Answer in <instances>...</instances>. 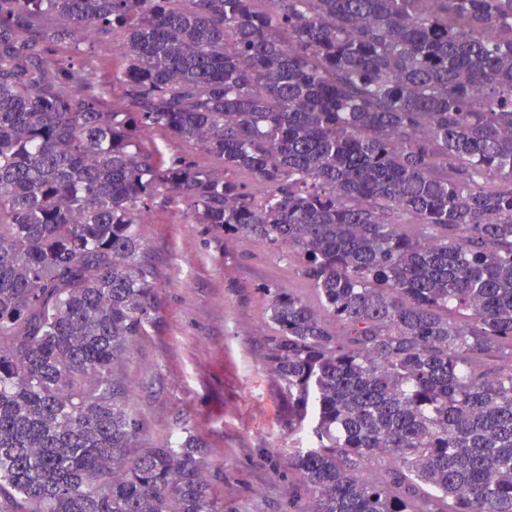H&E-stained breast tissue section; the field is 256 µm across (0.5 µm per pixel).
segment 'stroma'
<instances>
[{
	"mask_svg": "<svg viewBox=\"0 0 512 512\" xmlns=\"http://www.w3.org/2000/svg\"><path fill=\"white\" fill-rule=\"evenodd\" d=\"M140 233L155 265L157 322L112 367L140 420L135 449L183 431L206 444L208 476L224 512H288L295 476L288 403L265 349L273 332L262 285L314 299L301 262L159 208Z\"/></svg>",
	"mask_w": 512,
	"mask_h": 512,
	"instance_id": "stroma-1",
	"label": "stroma"
}]
</instances>
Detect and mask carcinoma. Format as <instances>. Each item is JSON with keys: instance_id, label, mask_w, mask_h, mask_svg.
<instances>
[{"instance_id": "1", "label": "carcinoma", "mask_w": 512, "mask_h": 512, "mask_svg": "<svg viewBox=\"0 0 512 512\" xmlns=\"http://www.w3.org/2000/svg\"><path fill=\"white\" fill-rule=\"evenodd\" d=\"M180 204L316 292L262 288L307 512H512V0H0V512H224L112 378ZM144 143L149 148H152L153 145H155V144L166 145L168 153H172L173 151L179 152L183 155L193 157L202 166L213 167V168L217 167V165H215L212 158L201 153L191 143H188V142H181L179 144L170 143L168 141V139L165 136H163L160 132L154 131V132L147 133L144 136Z\"/></svg>"}]
</instances>
